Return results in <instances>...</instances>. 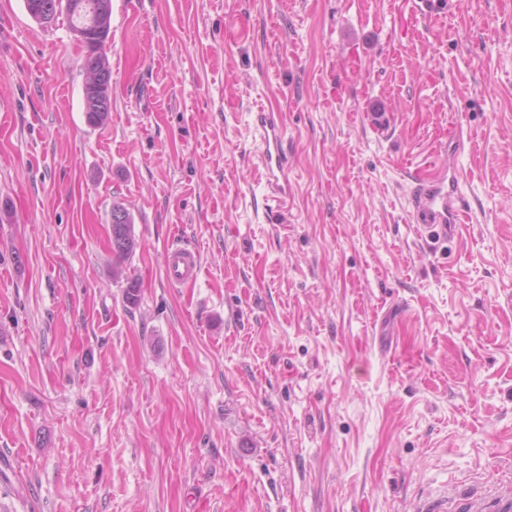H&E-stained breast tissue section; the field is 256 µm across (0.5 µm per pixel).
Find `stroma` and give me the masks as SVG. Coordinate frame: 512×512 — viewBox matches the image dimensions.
I'll use <instances>...</instances> for the list:
<instances>
[{"mask_svg":"<svg viewBox=\"0 0 512 512\" xmlns=\"http://www.w3.org/2000/svg\"><path fill=\"white\" fill-rule=\"evenodd\" d=\"M106 52L93 127L66 18L0 0V512H414L511 480L512 0H112ZM457 133L468 220L425 242L413 175ZM252 128L259 140L257 161L270 198L285 204L292 195V182L288 176V151L279 112L258 108L252 112ZM133 220L121 203H113L111 210L112 251L119 258L132 255L137 243L133 231ZM164 265L168 282L179 286L194 283L201 270L198 251L180 243H172L167 248L164 254Z\"/></svg>","mask_w":512,"mask_h":512,"instance_id":"35a3bbf8","label":"stroma"}]
</instances>
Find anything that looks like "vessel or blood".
<instances>
[{
	"instance_id": "vessel-or-blood-1",
	"label": "vessel or blood",
	"mask_w": 512,
	"mask_h": 512,
	"mask_svg": "<svg viewBox=\"0 0 512 512\" xmlns=\"http://www.w3.org/2000/svg\"><path fill=\"white\" fill-rule=\"evenodd\" d=\"M252 128L259 140L257 161L272 201L283 204L292 195L288 176L285 130L279 113L260 108L252 114ZM413 220L425 238L451 239L462 224V196L456 160L434 163L412 193ZM167 280L173 285L194 283L201 270L198 251L171 244L164 254ZM466 512H512V485L488 486L466 500Z\"/></svg>"
}]
</instances>
